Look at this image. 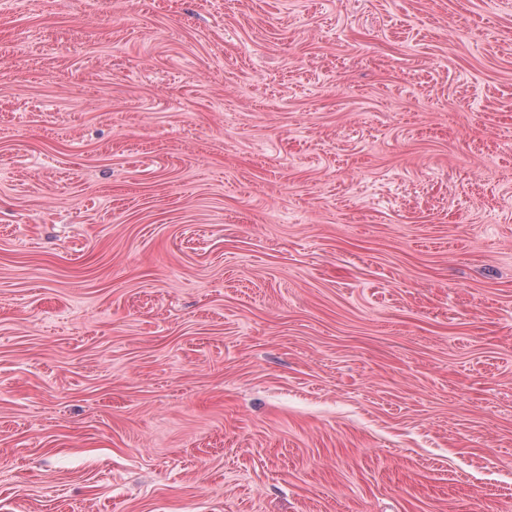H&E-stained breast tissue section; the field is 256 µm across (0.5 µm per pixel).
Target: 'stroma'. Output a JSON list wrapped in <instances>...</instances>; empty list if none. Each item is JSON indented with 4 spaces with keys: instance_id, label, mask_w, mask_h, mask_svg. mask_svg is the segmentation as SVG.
Here are the masks:
<instances>
[{
    "instance_id": "obj_1",
    "label": "stroma",
    "mask_w": 512,
    "mask_h": 512,
    "mask_svg": "<svg viewBox=\"0 0 512 512\" xmlns=\"http://www.w3.org/2000/svg\"><path fill=\"white\" fill-rule=\"evenodd\" d=\"M0 512H512V0H0Z\"/></svg>"
}]
</instances>
